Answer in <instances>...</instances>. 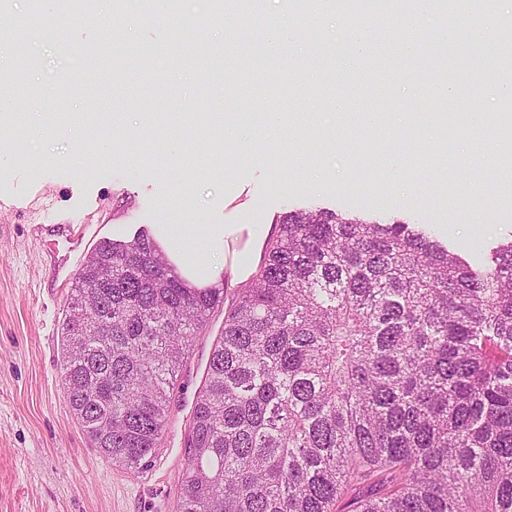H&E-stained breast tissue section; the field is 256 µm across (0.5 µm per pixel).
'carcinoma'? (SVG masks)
Returning <instances> with one entry per match:
<instances>
[{
  "label": "carcinoma",
  "instance_id": "carcinoma-1",
  "mask_svg": "<svg viewBox=\"0 0 512 512\" xmlns=\"http://www.w3.org/2000/svg\"><path fill=\"white\" fill-rule=\"evenodd\" d=\"M417 4L355 0L366 21ZM457 21L463 0H433ZM512 77V43L485 45ZM434 83L456 81L425 44ZM224 316L187 435L176 512H512V240L472 267L402 220L276 219ZM222 288H189L147 234L105 241L62 328L69 406L112 464L156 456L177 377ZM93 314L77 330L74 315Z\"/></svg>",
  "mask_w": 512,
  "mask_h": 512
}]
</instances>
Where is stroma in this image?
<instances>
[{"label": "stroma", "instance_id": "obj_1", "mask_svg": "<svg viewBox=\"0 0 512 512\" xmlns=\"http://www.w3.org/2000/svg\"><path fill=\"white\" fill-rule=\"evenodd\" d=\"M287 6V0H261L259 15L211 22L210 52L221 63L235 58L222 30L233 24L251 30L243 40L247 55L261 54L253 34ZM178 7L182 32L161 21L143 22L135 30L133 46L150 59L143 72L159 89L148 100L139 83L128 84L119 124L112 112L119 47L104 27L75 20L62 40L26 46L34 60L28 76L48 90V108L69 132L32 136L30 115L23 111L0 131V512H175L191 413L238 291L225 289L223 304L211 313L180 372L151 465L117 467L93 448L71 412L61 366L71 298L61 278L76 277L101 241L133 236L161 214L179 224H241L249 214L260 218L300 208L420 224L475 266L491 246L512 237V175L493 164L463 167L466 139L444 145L434 168L418 153L413 193L394 192L387 181L381 159L399 151L413 125L417 100L407 90L430 82L428 63L408 61L393 40L378 46L376 61L392 78L380 110L392 128L371 136L360 125L368 100L349 84L336 85L355 102L342 114L324 101L297 98L296 84L320 75L323 61L320 47L301 40L296 56L307 68L293 74L290 85H278L271 97L282 111L318 113L322 128L312 135L288 129L270 139L250 92L226 97L220 75L207 85L197 83L198 60L180 45L198 46L204 12L199 0H180ZM216 102L222 111L252 115L251 132L236 149L201 133L206 126L201 115ZM146 112L163 113L165 120L143 131ZM108 140L114 145L111 159L92 177H82L80 156L95 155ZM66 224H93L97 232L75 243L61 232Z\"/></svg>", "mask_w": 512, "mask_h": 512}]
</instances>
